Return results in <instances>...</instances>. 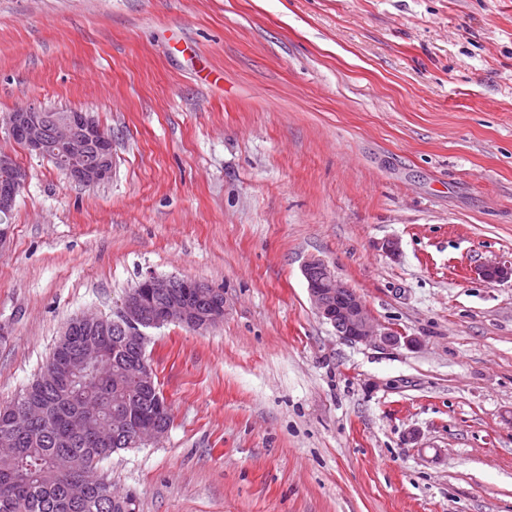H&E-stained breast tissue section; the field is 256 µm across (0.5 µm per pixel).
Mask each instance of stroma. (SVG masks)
<instances>
[{
	"label": "stroma",
	"mask_w": 512,
	"mask_h": 512,
	"mask_svg": "<svg viewBox=\"0 0 512 512\" xmlns=\"http://www.w3.org/2000/svg\"><path fill=\"white\" fill-rule=\"evenodd\" d=\"M93 113L112 175L27 174L0 405L147 273L223 291L151 330L173 423L98 469L136 512H512V0H0V120ZM397 242V254L385 250ZM322 258L386 331L351 344ZM310 301L318 316L330 323L336 333L350 343L370 344L381 341L391 346L416 340L395 333L379 331L368 314L361 297L340 285L334 272L321 260L309 259L302 268Z\"/></svg>",
	"instance_id": "stroma-1"
}]
</instances>
